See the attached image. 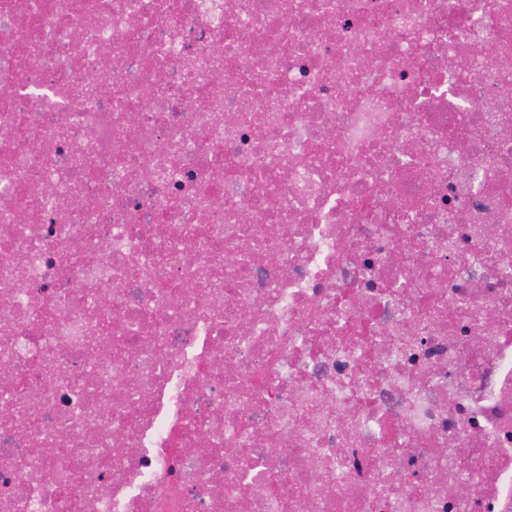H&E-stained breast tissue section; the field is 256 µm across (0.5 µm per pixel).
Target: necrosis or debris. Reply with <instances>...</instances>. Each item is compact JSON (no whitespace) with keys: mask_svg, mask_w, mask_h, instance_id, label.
Instances as JSON below:
<instances>
[{"mask_svg":"<svg viewBox=\"0 0 512 512\" xmlns=\"http://www.w3.org/2000/svg\"><path fill=\"white\" fill-rule=\"evenodd\" d=\"M506 58L512 0H0V512H512Z\"/></svg>","mask_w":512,"mask_h":512,"instance_id":"4bbe7bcc","label":"necrosis or debris"}]
</instances>
